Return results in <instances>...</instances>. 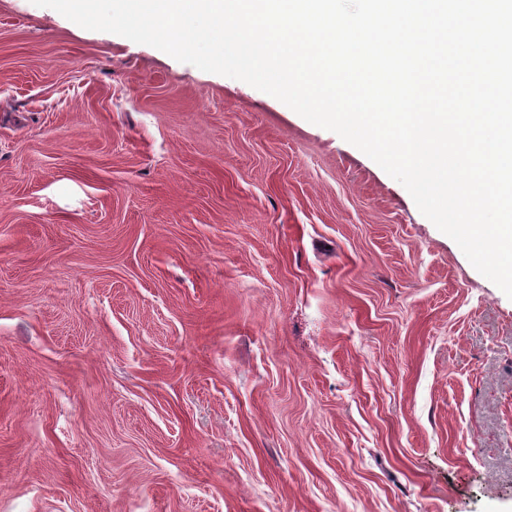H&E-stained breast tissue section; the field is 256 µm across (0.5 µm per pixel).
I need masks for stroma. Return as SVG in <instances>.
<instances>
[{
    "label": "stroma",
    "mask_w": 512,
    "mask_h": 512,
    "mask_svg": "<svg viewBox=\"0 0 512 512\" xmlns=\"http://www.w3.org/2000/svg\"><path fill=\"white\" fill-rule=\"evenodd\" d=\"M0 512H512V299L336 133L0 0Z\"/></svg>",
    "instance_id": "stroma-1"
}]
</instances>
